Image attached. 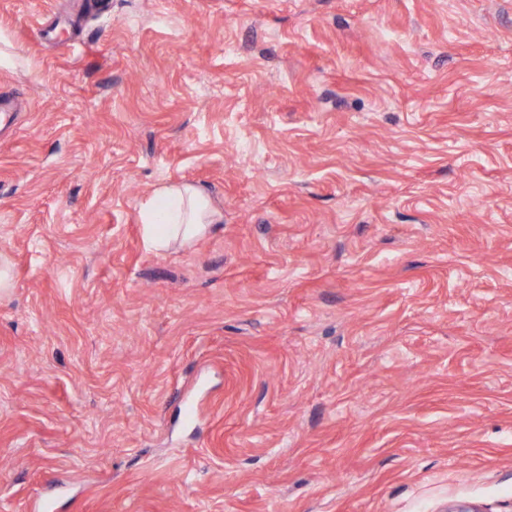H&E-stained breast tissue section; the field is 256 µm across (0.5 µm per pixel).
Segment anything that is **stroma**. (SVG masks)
Returning a JSON list of instances; mask_svg holds the SVG:
<instances>
[{
	"instance_id": "obj_1",
	"label": "stroma",
	"mask_w": 512,
	"mask_h": 512,
	"mask_svg": "<svg viewBox=\"0 0 512 512\" xmlns=\"http://www.w3.org/2000/svg\"><path fill=\"white\" fill-rule=\"evenodd\" d=\"M95 2L0 0V512H512V0ZM139 214L143 240L156 252L174 244L191 247L211 224L223 220L209 195L188 182L160 185L142 201Z\"/></svg>"
}]
</instances>
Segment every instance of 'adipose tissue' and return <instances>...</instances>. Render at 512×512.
<instances>
[{
	"label": "adipose tissue",
	"mask_w": 512,
	"mask_h": 512,
	"mask_svg": "<svg viewBox=\"0 0 512 512\" xmlns=\"http://www.w3.org/2000/svg\"><path fill=\"white\" fill-rule=\"evenodd\" d=\"M222 220L209 195L187 182L160 185L140 205L143 240L156 252L192 246Z\"/></svg>",
	"instance_id": "obj_1"
}]
</instances>
